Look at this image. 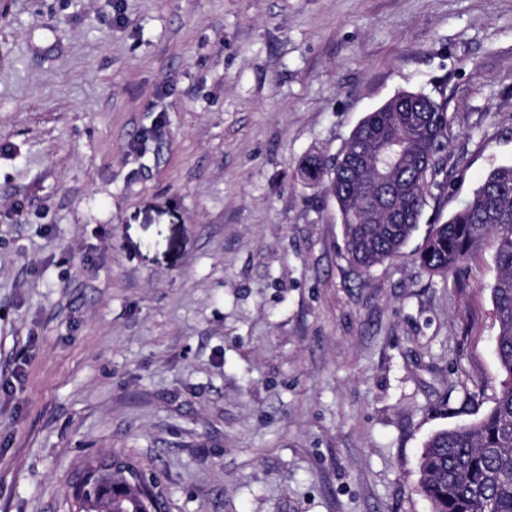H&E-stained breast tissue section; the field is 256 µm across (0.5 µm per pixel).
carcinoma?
Listing matches in <instances>:
<instances>
[{"label":"carcinoma","mask_w":512,"mask_h":512,"mask_svg":"<svg viewBox=\"0 0 512 512\" xmlns=\"http://www.w3.org/2000/svg\"><path fill=\"white\" fill-rule=\"evenodd\" d=\"M450 126L446 102L403 91L363 118L337 160L318 154L302 159L297 169L301 181L321 187L336 201L344 258L351 266L367 272L401 253L420 223L430 188L440 185L444 159L434 144L448 143ZM380 137L403 143L410 153L397 170L410 187L381 220L362 215L359 195L370 181L390 175L392 158L372 169L353 161V155ZM486 237L496 242L498 275L491 291L503 379L494 405L480 420L437 431L428 439L420 457L419 490L433 512H512V166L489 172L463 208L434 226L419 253L420 263L430 272L454 273ZM137 473L131 462L112 463L76 496L79 509H97L102 479L110 476L112 487L122 490L112 500V512H159L157 495L133 492L130 478Z\"/></svg>","instance_id":"1"}]
</instances>
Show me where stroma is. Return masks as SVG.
<instances>
[{"label": "stroma", "instance_id": "obj_1", "mask_svg": "<svg viewBox=\"0 0 512 512\" xmlns=\"http://www.w3.org/2000/svg\"><path fill=\"white\" fill-rule=\"evenodd\" d=\"M400 91L447 102L441 185L360 273L297 166ZM500 165L512 0H0V512L109 453L163 512H432L426 440L500 389L497 267L418 253Z\"/></svg>", "mask_w": 512, "mask_h": 512}]
</instances>
